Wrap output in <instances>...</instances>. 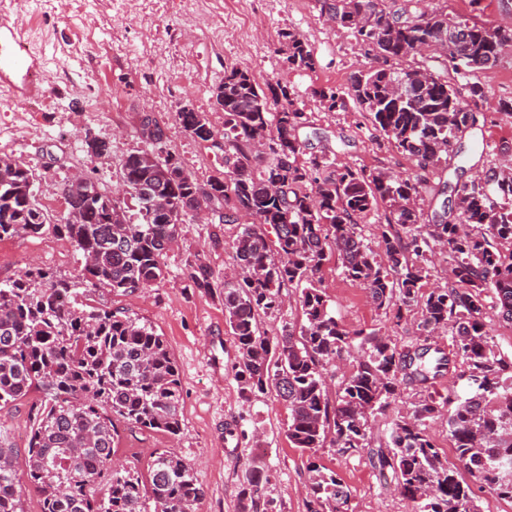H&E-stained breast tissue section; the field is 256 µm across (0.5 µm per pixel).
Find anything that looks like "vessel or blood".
<instances>
[{"label":"vessel or blood","mask_w":512,"mask_h":512,"mask_svg":"<svg viewBox=\"0 0 512 512\" xmlns=\"http://www.w3.org/2000/svg\"><path fill=\"white\" fill-rule=\"evenodd\" d=\"M9 75L10 87L22 97L35 96L45 75V63L26 51L19 23H0V75Z\"/></svg>","instance_id":"obj_1"}]
</instances>
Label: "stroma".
<instances>
[{
	"label": "stroma",
	"mask_w": 512,
	"mask_h": 512,
	"mask_svg": "<svg viewBox=\"0 0 512 512\" xmlns=\"http://www.w3.org/2000/svg\"><path fill=\"white\" fill-rule=\"evenodd\" d=\"M41 15L25 35L29 49L44 53L48 80L31 99L12 96L0 82V155L22 159L35 177L37 199L51 223H62L68 206L64 183L74 175L94 178L106 188L126 156L141 149L140 119L152 113L165 132V149L199 183L224 167L222 152L208 148L180 125L177 111L190 104L206 113L216 129L224 114L213 92L230 68L251 74L262 85L281 84L309 123L299 137L309 151L326 152L337 164L396 174L413 172L412 161L375 129L355 104L327 111L315 90L344 87L373 61L348 29L328 22L318 0H220L215 14L195 11L192 0H97L87 14H74L68 0H40ZM497 26L512 24V0H412L410 9L440 8ZM297 33L314 50V70L288 66L281 53L284 32ZM492 120L461 140L467 165L475 140L492 157L512 155V118L497 114L512 99V46L504 47L489 70L476 72ZM104 139L108 154L88 153L86 134ZM235 224L186 219L163 256L165 277L143 292L116 295L90 289L97 306L121 308L150 324L166 339L181 380L182 430L172 437L119 425L116 464L145 471L155 451L184 458L203 491L196 512H239V492L252 467L263 475V495L277 512H309L311 466L335 471L351 491L348 512H413L396 489L392 469L381 468L378 453L389 450L393 421L413 415L420 393L402 389L395 404L371 419L367 448L341 454L325 447L294 448L287 438L289 411L274 394L244 400L236 379L238 351L226 332L218 297L192 288L188 264L201 254L215 281L235 267ZM38 266L61 275L80 267L71 242L49 234H21L0 241V281ZM332 313L349 330L376 332L403 346L421 342V314L404 318L378 310L367 292L329 261L318 274ZM42 398L33 393L0 409V445L25 449L31 417Z\"/></svg>",
	"instance_id": "obj_1"
}]
</instances>
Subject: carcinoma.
<instances>
[{"mask_svg":"<svg viewBox=\"0 0 512 512\" xmlns=\"http://www.w3.org/2000/svg\"><path fill=\"white\" fill-rule=\"evenodd\" d=\"M327 20L350 30L376 65L345 87L314 91L330 112L353 100L416 168L406 178L382 170L338 166L323 153L306 154L299 132L307 116L287 88H262L232 68L214 91L224 132L185 105L177 113L188 134L224 141V171L199 184L171 153H162L163 128L150 117L140 132L148 148L125 158L120 175L129 191L113 196L99 184L64 185L73 222L50 224L36 200L31 168L0 157V239L48 232L82 252L75 277L28 268L0 283V409L44 393L26 448V470L12 468V448L0 447V512H23L33 490L41 512H195L202 491L180 456L156 453L146 473L109 469L117 428L113 417L141 430L176 436L182 425L181 383L165 338L124 310L83 302L87 288L141 292L163 279L161 256L189 217L188 209H224V222L243 213L232 242L238 272L217 284L208 265L189 264L192 287L218 294L239 360L236 377L249 400L273 390L290 411L288 440L296 448L330 446L340 453L366 448L370 418L394 402L403 386L424 385L448 366L430 348L400 350L374 332H350L332 315L315 275L336 253L347 279L362 286L377 308L403 317L417 305L426 337L452 329L456 356L468 369L471 395L456 399L448 433L457 459L482 484L512 499V392L502 379L512 370L492 350L483 322L492 289L502 319L512 323V170L486 168L481 181L451 188L456 211L426 223L418 206L425 174L461 155L459 138L487 123L484 88L470 81L495 65L512 44V27L488 26L444 9L414 15L397 0H320ZM289 65L312 70L316 56L292 32L282 34ZM438 64L402 62L431 54ZM266 154L263 167L253 163ZM153 186L159 211L136 194ZM133 199L130 212L127 199ZM384 211L376 261L360 220ZM448 250L453 285L420 294L435 249ZM301 287L304 320L286 321L280 334L260 331L258 317L279 312L284 290ZM359 349L354 371L330 400L326 363ZM442 406L427 394L413 416L394 422L391 456L379 463L396 474L399 493L415 512H479L470 484L441 457L426 421ZM311 512H348L350 491L336 472L314 466ZM242 512H273L262 501V476L252 470L240 492Z\"/></svg>","mask_w":512,"mask_h":512,"instance_id":"1","label":"carcinoma"}]
</instances>
